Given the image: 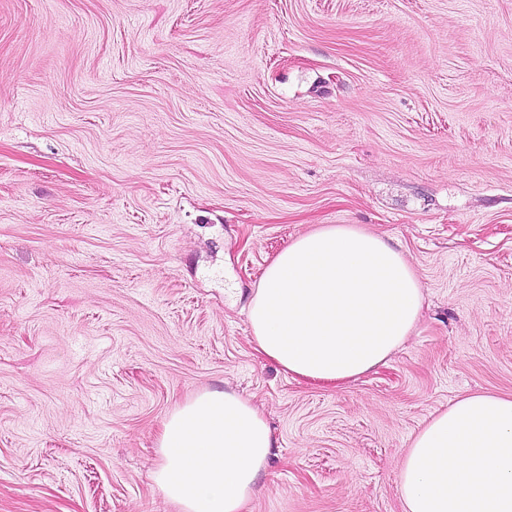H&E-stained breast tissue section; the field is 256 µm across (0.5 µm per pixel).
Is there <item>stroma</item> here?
I'll return each instance as SVG.
<instances>
[{
	"label": "stroma",
	"mask_w": 512,
	"mask_h": 512,
	"mask_svg": "<svg viewBox=\"0 0 512 512\" xmlns=\"http://www.w3.org/2000/svg\"><path fill=\"white\" fill-rule=\"evenodd\" d=\"M324 224L424 292L336 388L246 315ZM204 389L274 432L246 512H402L431 415L512 393V0H0V512H173L157 434Z\"/></svg>",
	"instance_id": "1"
}]
</instances>
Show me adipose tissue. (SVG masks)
<instances>
[{"instance_id":"ef3b65f1","label":"adipose tissue","mask_w":512,"mask_h":512,"mask_svg":"<svg viewBox=\"0 0 512 512\" xmlns=\"http://www.w3.org/2000/svg\"><path fill=\"white\" fill-rule=\"evenodd\" d=\"M422 285L379 235L329 224L264 268L248 320L257 353L296 380L341 386L411 335ZM274 435L238 394L196 392L168 414L153 481L175 512H244ZM403 512H512V395L476 393L434 414L399 466Z\"/></svg>"}]
</instances>
